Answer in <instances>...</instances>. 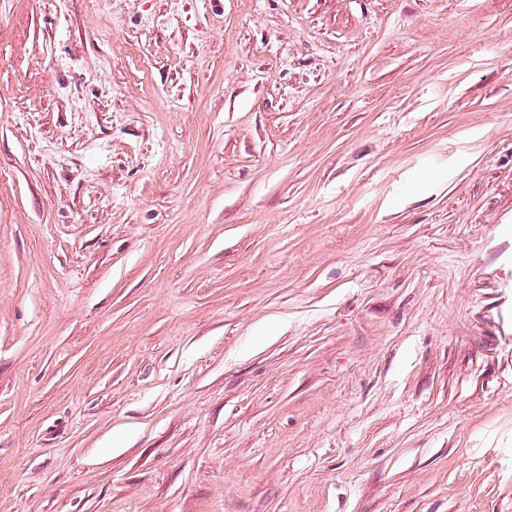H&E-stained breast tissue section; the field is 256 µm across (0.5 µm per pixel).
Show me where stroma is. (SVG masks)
Here are the masks:
<instances>
[{
    "mask_svg": "<svg viewBox=\"0 0 512 512\" xmlns=\"http://www.w3.org/2000/svg\"><path fill=\"white\" fill-rule=\"evenodd\" d=\"M0 512H512V0H0Z\"/></svg>",
    "mask_w": 512,
    "mask_h": 512,
    "instance_id": "obj_1",
    "label": "stroma"
}]
</instances>
